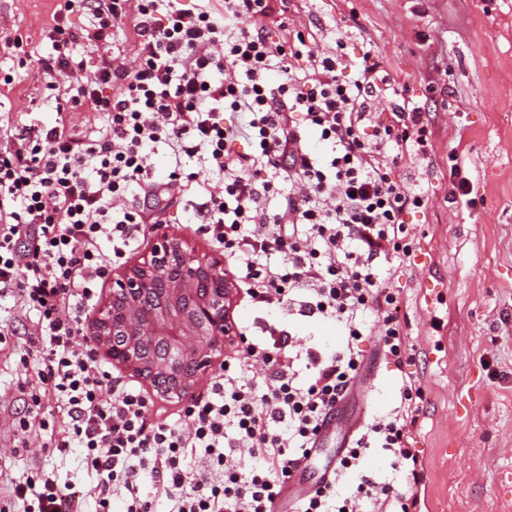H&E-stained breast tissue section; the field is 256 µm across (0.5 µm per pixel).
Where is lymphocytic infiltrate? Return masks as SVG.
Returning <instances> with one entry per match:
<instances>
[{"label": "lymphocytic infiltrate", "mask_w": 512, "mask_h": 512, "mask_svg": "<svg viewBox=\"0 0 512 512\" xmlns=\"http://www.w3.org/2000/svg\"><path fill=\"white\" fill-rule=\"evenodd\" d=\"M280 9L279 0H60L42 33L49 50L36 59L59 119L6 124L0 296L34 317L20 345L32 376L20 386L14 443L47 454L82 449L98 479V512L116 498L123 512H155L159 495L168 512H277L325 418L354 386L363 337L378 334L397 365L413 359L400 295L376 261L413 252L405 216L424 194L393 168L430 153L429 116L376 55L351 63L312 34L287 35L284 21L270 36L264 20ZM75 12L88 18L77 31L68 23ZM384 102L391 117L380 123ZM86 110L101 121L92 137L68 119ZM309 130L326 153L308 145ZM242 140L251 152L235 150ZM160 146L170 154L164 181L150 164ZM197 182L205 229L251 304L334 322L343 341L323 353L289 334H242L243 350L225 356L178 421H159L144 392L98 359L81 308L141 234L144 217L128 196L164 198ZM423 401L420 383L402 378L399 406L359 430L295 512H413L423 473L409 438ZM50 402L66 407L64 425L40 418ZM374 448L404 489L369 475ZM0 483L22 512H83L79 491L49 470L1 471Z\"/></svg>", "instance_id": "lymphocytic-infiltrate-1"}]
</instances>
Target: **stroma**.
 <instances>
[{
	"label": "stroma",
	"mask_w": 512,
	"mask_h": 512,
	"mask_svg": "<svg viewBox=\"0 0 512 512\" xmlns=\"http://www.w3.org/2000/svg\"><path fill=\"white\" fill-rule=\"evenodd\" d=\"M56 5L0 0V78L12 80L0 88V116L54 123L41 74L19 67L3 43L19 36L29 55L45 52L42 31ZM289 19L327 46L343 44L351 59L374 52L404 97L430 111L431 156L407 157L395 168L428 199L405 216L413 254L383 267L401 294L399 317L415 348L408 370L425 394L410 441L424 469L420 510L512 512V0H292ZM455 168L470 178L471 204L462 210L448 205ZM198 202L191 193L156 204L129 197L147 224L128 264L149 254L162 228L184 233L199 253H215L198 230ZM264 318L305 342L333 348L341 341L335 324L315 316L274 308ZM363 348L364 371L335 431L301 471L299 491L335 466L338 449L373 415L369 396L387 410L399 401L401 372L385 359L379 336ZM23 375L0 350V467L16 473L29 462L13 455L6 424L22 406L16 382ZM81 455L74 448L48 464L92 504L96 481Z\"/></svg>",
	"instance_id": "35a3bbf8"
}]
</instances>
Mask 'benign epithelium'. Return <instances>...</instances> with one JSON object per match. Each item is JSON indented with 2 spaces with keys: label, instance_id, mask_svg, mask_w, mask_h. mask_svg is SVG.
I'll return each instance as SVG.
<instances>
[{
  "label": "benign epithelium",
  "instance_id": "1",
  "mask_svg": "<svg viewBox=\"0 0 512 512\" xmlns=\"http://www.w3.org/2000/svg\"><path fill=\"white\" fill-rule=\"evenodd\" d=\"M112 292L88 321L97 350L129 373L149 375L156 391L180 397L224 362L237 341L236 284L221 254L199 256L183 237L163 231L150 256L112 271ZM153 290L154 309L140 300ZM192 362L189 374L183 360Z\"/></svg>",
  "mask_w": 512,
  "mask_h": 512
}]
</instances>
